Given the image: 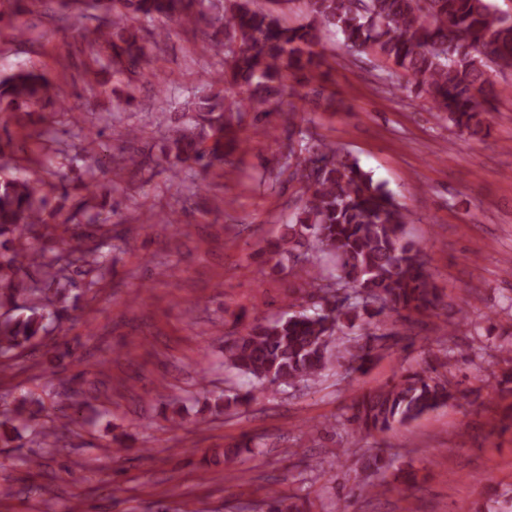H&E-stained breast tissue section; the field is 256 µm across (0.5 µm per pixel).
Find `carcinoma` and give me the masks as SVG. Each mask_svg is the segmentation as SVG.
I'll list each match as a JSON object with an SVG mask.
<instances>
[{"label":"carcinoma","instance_id":"cac0c4a2","mask_svg":"<svg viewBox=\"0 0 512 512\" xmlns=\"http://www.w3.org/2000/svg\"><path fill=\"white\" fill-rule=\"evenodd\" d=\"M94 13L92 61L104 59L115 74L156 76L148 70V50L140 22H156L157 46L168 27L205 24L196 49L199 60L223 54L212 82L215 93L195 95L180 105L178 123L165 140L154 168L184 176L200 193L196 173L224 165V149L237 145L235 126L244 112L264 117L284 94L285 72H311L320 65L315 47L332 31L354 53L371 51L402 74L411 91L425 95L448 123L470 137L486 135V105L512 88L496 89L491 66L512 69V15L493 0H309L310 16L298 26L284 24L252 0H63ZM71 112L63 87L46 75L22 70L0 78V112L26 121L16 146L33 166L0 179V367L46 338L53 316L89 293L104 276L101 240L112 237L110 216L94 214L93 201L109 196L121 172L141 161L134 152L112 160L103 183L92 163L79 181L85 200L76 214L45 208L39 173L50 163L44 145L50 128L33 116L48 106ZM289 181L299 204L285 233L269 250L278 266L291 263L301 280L306 307L273 319L241 324L224 340V367L247 383L217 398L211 413L256 399L255 391L285 392L316 383L338 365L348 376L365 372L377 354L371 329L386 319L407 318L437 306V289L422 246L407 238L408 215L385 186L353 157L314 139L288 156ZM178 223L173 212L148 210L143 223ZM456 398L443 374L421 369L369 390L351 406L347 422L367 436L415 421ZM42 399L24 396L0 407V443L30 437L39 451L24 457L40 465L59 450L65 425L39 422ZM267 512H303V506L276 489Z\"/></svg>","mask_w":512,"mask_h":512}]
</instances>
